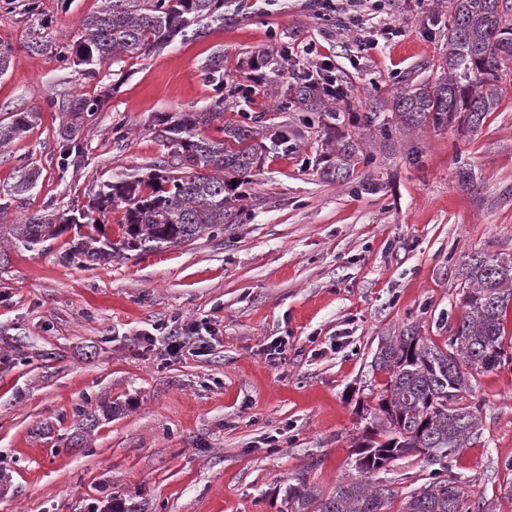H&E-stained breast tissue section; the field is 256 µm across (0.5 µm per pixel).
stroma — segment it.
I'll return each instance as SVG.
<instances>
[{
	"label": "stroma",
	"instance_id": "35a3bbf8",
	"mask_svg": "<svg viewBox=\"0 0 512 512\" xmlns=\"http://www.w3.org/2000/svg\"><path fill=\"white\" fill-rule=\"evenodd\" d=\"M322 3L246 0L242 13L201 22L198 37L107 61L90 77L64 58L102 0H0V49L12 54L0 118L40 114L0 149V224L86 210L100 184L174 163L156 117L209 110L213 54L235 86L248 52L276 41L290 51L289 71L329 61L348 91L337 128L365 156L350 179H326L320 125L255 84L225 99V120L246 111L287 127L292 148L252 170L244 223L104 266L67 261L69 231L32 251L7 246L0 512H104L116 499L141 512H289L288 485L300 475L333 492L386 382L372 366L381 337L414 323L443 343L460 313L465 257L512 255V69L477 133L425 126L384 140L349 114L434 77L449 0ZM386 23L401 36L364 48ZM36 41L49 50L31 51ZM79 95L101 106L70 155L59 132ZM28 163L40 177L19 200L9 189ZM191 322L214 328L208 350L169 355V334ZM279 337L288 344L276 355ZM104 399L117 408L112 418L80 427L79 411ZM469 401L482 434L452 468L470 507L512 512V362L479 375ZM428 471L424 456H411L374 480L402 498Z\"/></svg>",
	"mask_w": 512,
	"mask_h": 512
}]
</instances>
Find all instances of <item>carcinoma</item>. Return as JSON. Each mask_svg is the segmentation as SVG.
<instances>
[{"instance_id":"1","label":"carcinoma","mask_w":512,"mask_h":512,"mask_svg":"<svg viewBox=\"0 0 512 512\" xmlns=\"http://www.w3.org/2000/svg\"><path fill=\"white\" fill-rule=\"evenodd\" d=\"M447 51L436 76L407 83L386 101L375 98L368 112L352 116L378 126L390 136L388 119L395 115L398 128L411 131L426 125L448 127L457 122L478 131L487 115L498 109L502 89L499 73L512 67V14L506 0H450ZM224 20V0H103L101 9L82 19L83 42L73 64L93 73L96 67L121 55H144L194 32L204 21ZM288 48L272 43L255 49L244 60L242 77L269 88L282 89L286 109L292 104L319 113L328 137L322 174L330 180L351 176L360 160V147L352 137H336L335 100L299 77L288 83ZM207 77L224 90V56L205 65ZM100 108L96 99L77 97L70 107L71 121L60 135L73 145L85 121ZM39 120L36 111L15 112L0 121V147L21 139ZM224 123V99L208 112H186L178 120H160L156 136L177 157V164L152 170L147 177L121 175L96 191L88 210L66 219L65 227L95 224V212L124 205L123 238L117 242L86 234L65 251V258L82 264L110 262L134 252L138 255L171 245L186 244L204 233L238 224L245 195L238 188L261 165L264 155L288 149V129L258 136L249 125ZM216 125L221 138H204L196 127ZM270 144H265V141ZM208 172H202V169ZM38 171L22 166L11 193L24 198L35 187ZM60 235L54 215L34 212L20 224H0V240L33 251ZM462 311L448 327L440 346L407 324L384 337L373 359L374 369L387 375L386 384L369 409V426L355 452L359 476L341 481L336 491L322 494L301 477L288 487L291 512H386L394 492L369 477L387 465L410 456L424 455L433 466L428 481L411 491L398 512H464L465 488L451 468L457 452L481 436L480 408L465 403L476 376L507 360L504 321L512 309V256L475 252L459 270Z\"/></svg>"}]
</instances>
